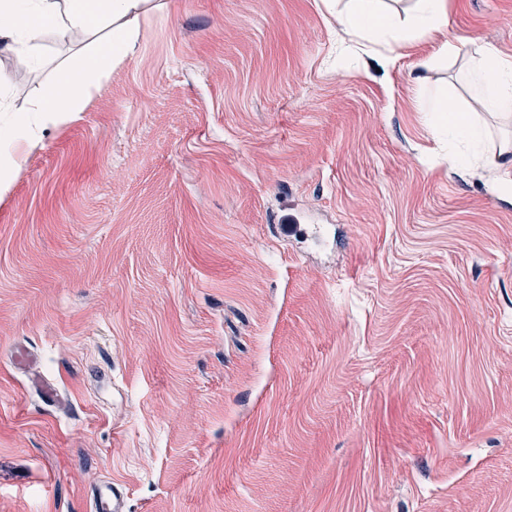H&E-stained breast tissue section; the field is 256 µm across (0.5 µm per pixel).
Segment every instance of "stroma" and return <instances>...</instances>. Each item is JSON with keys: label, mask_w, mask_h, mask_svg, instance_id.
Returning a JSON list of instances; mask_svg holds the SVG:
<instances>
[{"label": "stroma", "mask_w": 512, "mask_h": 512, "mask_svg": "<svg viewBox=\"0 0 512 512\" xmlns=\"http://www.w3.org/2000/svg\"><path fill=\"white\" fill-rule=\"evenodd\" d=\"M151 2L0 196V512H512V195L423 108L481 112L512 0H448L444 59L344 51L321 0ZM74 49L0 52L9 103ZM92 500L95 512H124V493L111 481L96 486Z\"/></svg>", "instance_id": "obj_1"}]
</instances>
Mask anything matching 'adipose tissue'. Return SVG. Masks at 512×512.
<instances>
[{
    "label": "adipose tissue",
    "instance_id": "adipose-tissue-1",
    "mask_svg": "<svg viewBox=\"0 0 512 512\" xmlns=\"http://www.w3.org/2000/svg\"><path fill=\"white\" fill-rule=\"evenodd\" d=\"M148 0H0V47L11 51L17 63L33 66L38 62L36 49L43 31L60 29L82 50L63 66L56 83L35 111H12L10 104L0 110L12 112L7 124L0 126V191H7L21 167L17 158L20 143L28 136L33 121L56 123L84 111L92 89L107 76L112 65L123 61L139 38L137 20L147 11ZM349 43L388 44L401 32L440 34L438 56L457 53V46L445 39L448 29V0H417L404 23L386 12L383 0H349L345 12L336 18ZM485 110L512 111V64L474 67L467 75ZM427 107L443 115V130L449 138L461 142V150L448 154L456 167L482 165L491 169L512 168V159L503 155H481L480 145L488 133L470 112L456 111L448 99L436 96Z\"/></svg>",
    "mask_w": 512,
    "mask_h": 512
}]
</instances>
